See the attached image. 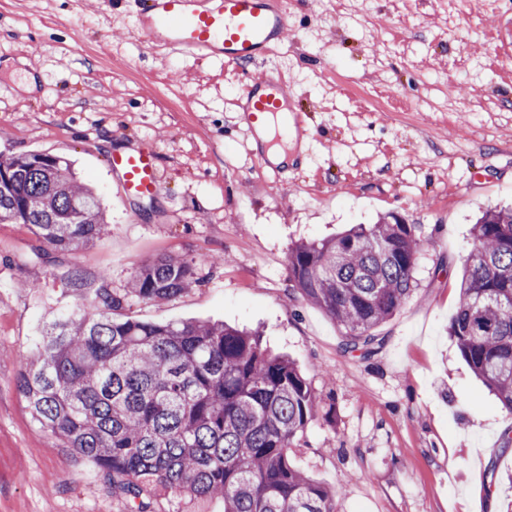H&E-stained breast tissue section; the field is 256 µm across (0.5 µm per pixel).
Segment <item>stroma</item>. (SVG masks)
Masks as SVG:
<instances>
[{
	"instance_id": "obj_1",
	"label": "stroma",
	"mask_w": 512,
	"mask_h": 512,
	"mask_svg": "<svg viewBox=\"0 0 512 512\" xmlns=\"http://www.w3.org/2000/svg\"><path fill=\"white\" fill-rule=\"evenodd\" d=\"M138 0H0V154L67 158L106 232L42 261L24 224H0V512H126L95 462L56 448L15 379L42 328L81 305L70 268L121 294L156 257L192 261L196 286L126 314L260 330L326 405L292 464L336 512H504L512 416L448 334L470 228L512 202V0H288L274 61L305 117V151L259 169L237 112L242 69L150 46ZM152 142L160 188L116 189L109 156ZM397 214L422 241L416 290L371 356L291 299L288 253Z\"/></svg>"
}]
</instances>
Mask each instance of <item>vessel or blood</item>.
<instances>
[{
  "label": "vessel or blood",
  "mask_w": 512,
  "mask_h": 512,
  "mask_svg": "<svg viewBox=\"0 0 512 512\" xmlns=\"http://www.w3.org/2000/svg\"><path fill=\"white\" fill-rule=\"evenodd\" d=\"M136 26L150 45L244 66L238 106L247 128L282 124L292 140H299L304 116L270 65L274 49L288 33L285 0H139ZM255 64L262 65L261 74L252 72ZM109 164L121 174L118 188L123 195L156 192L160 175L153 145L113 154Z\"/></svg>",
  "instance_id": "1"
}]
</instances>
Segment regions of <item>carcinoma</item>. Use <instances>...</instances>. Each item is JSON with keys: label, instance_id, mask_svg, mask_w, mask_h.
Masks as SVG:
<instances>
[{"label": "carcinoma", "instance_id": "obj_1", "mask_svg": "<svg viewBox=\"0 0 512 512\" xmlns=\"http://www.w3.org/2000/svg\"><path fill=\"white\" fill-rule=\"evenodd\" d=\"M0 223L27 224L60 257L106 228L97 193L60 156L0 157ZM448 330L475 376L512 415V205L471 229ZM421 240L390 215L288 254L292 297L342 329L344 351L369 356L375 329L411 296ZM187 260L159 256L123 295L105 286L43 330L39 355L15 381L33 419L93 460L128 512H158L169 492L221 498L224 512H335L333 494L289 453L322 407L294 362L260 335L223 323L122 316L128 297L172 300L195 285Z\"/></svg>", "mask_w": 512, "mask_h": 512}]
</instances>
